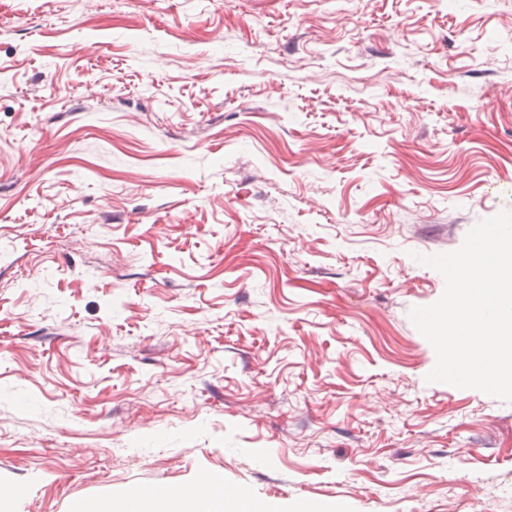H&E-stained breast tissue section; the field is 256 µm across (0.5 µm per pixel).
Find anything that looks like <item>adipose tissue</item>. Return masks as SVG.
I'll use <instances>...</instances> for the list:
<instances>
[{
  "instance_id": "obj_1",
  "label": "adipose tissue",
  "mask_w": 512,
  "mask_h": 512,
  "mask_svg": "<svg viewBox=\"0 0 512 512\" xmlns=\"http://www.w3.org/2000/svg\"><path fill=\"white\" fill-rule=\"evenodd\" d=\"M220 487L219 478L207 476L193 489L167 494L160 501L144 489L133 487L120 497L102 499L96 512H146L155 503L162 505L163 512H270L268 506L244 495L225 499Z\"/></svg>"
}]
</instances>
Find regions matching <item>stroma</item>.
<instances>
[{
	"mask_svg": "<svg viewBox=\"0 0 512 512\" xmlns=\"http://www.w3.org/2000/svg\"><path fill=\"white\" fill-rule=\"evenodd\" d=\"M503 210L512 0H0L9 512H512V404L409 318ZM221 480L214 476L202 478L198 485L189 491L171 492L158 496L144 489L133 487L127 489L120 497L109 496L102 499L95 512H146V507L159 504L164 510L160 512H223L230 509L235 512H274L268 505L252 501L245 495L232 500L224 499V491H220ZM163 500H158L154 496Z\"/></svg>",
	"mask_w": 512,
	"mask_h": 512,
	"instance_id": "35a3bbf8",
	"label": "stroma"
}]
</instances>
